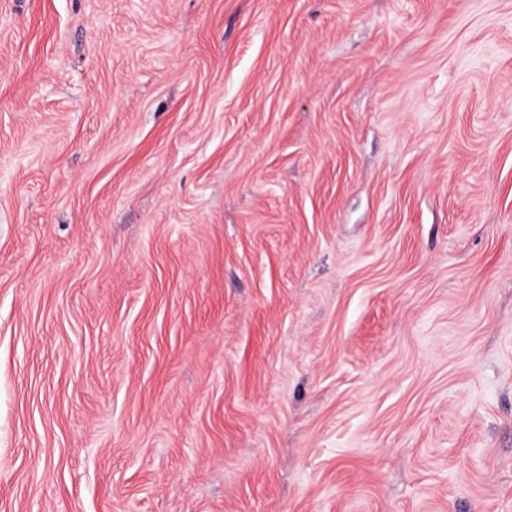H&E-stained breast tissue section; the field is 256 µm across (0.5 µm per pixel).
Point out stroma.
I'll list each match as a JSON object with an SVG mask.
<instances>
[{
  "instance_id": "1",
  "label": "stroma",
  "mask_w": 512,
  "mask_h": 512,
  "mask_svg": "<svg viewBox=\"0 0 512 512\" xmlns=\"http://www.w3.org/2000/svg\"><path fill=\"white\" fill-rule=\"evenodd\" d=\"M0 512H512V0H0Z\"/></svg>"
}]
</instances>
